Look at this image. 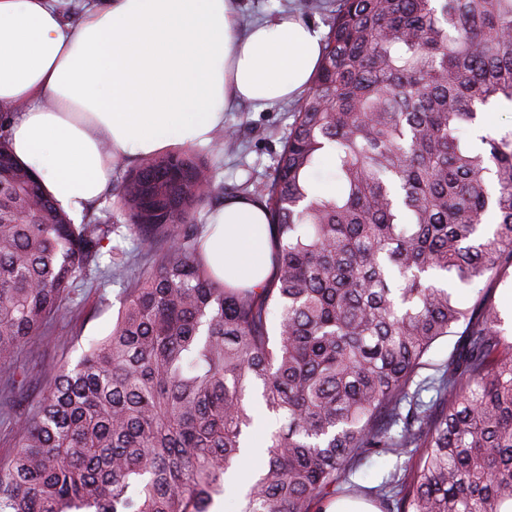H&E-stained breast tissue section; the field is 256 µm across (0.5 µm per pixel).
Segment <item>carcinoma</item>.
Wrapping results in <instances>:
<instances>
[{"label": "carcinoma", "instance_id": "cac0c4a2", "mask_svg": "<svg viewBox=\"0 0 512 512\" xmlns=\"http://www.w3.org/2000/svg\"><path fill=\"white\" fill-rule=\"evenodd\" d=\"M501 102L512 0H337L274 177L245 187L274 232L259 288L206 264L197 214L215 183L197 153L124 175L128 224H76L14 161L1 112L0 395L16 444L0 512H210L254 388L284 423L239 512H324L356 492L383 512H512V342L485 289L464 306L431 283L512 268V128L468 136ZM325 162L332 192L313 180ZM122 227L138 254L110 246ZM100 277L126 284L112 329L26 404L25 345ZM389 455L405 461L379 485L352 482Z\"/></svg>", "mask_w": 512, "mask_h": 512}]
</instances>
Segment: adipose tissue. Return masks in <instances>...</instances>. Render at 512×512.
<instances>
[{
  "instance_id": "1",
  "label": "adipose tissue",
  "mask_w": 512,
  "mask_h": 512,
  "mask_svg": "<svg viewBox=\"0 0 512 512\" xmlns=\"http://www.w3.org/2000/svg\"><path fill=\"white\" fill-rule=\"evenodd\" d=\"M319 31L291 15L239 31L233 0H96L70 25L56 0H0V112L15 159L49 197L80 214L121 158L209 143L241 103L296 100L320 62ZM204 233L220 280L271 274L263 207L225 201Z\"/></svg>"
}]
</instances>
